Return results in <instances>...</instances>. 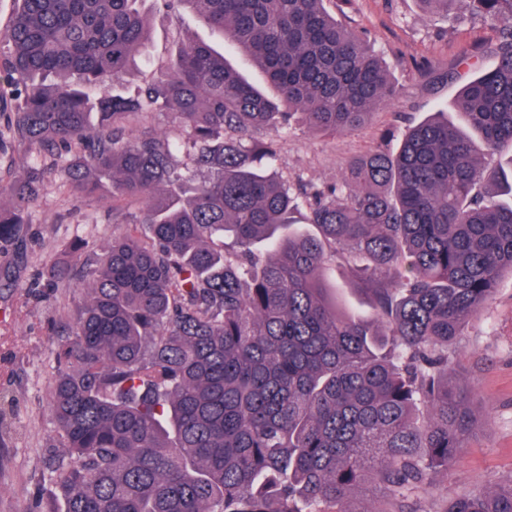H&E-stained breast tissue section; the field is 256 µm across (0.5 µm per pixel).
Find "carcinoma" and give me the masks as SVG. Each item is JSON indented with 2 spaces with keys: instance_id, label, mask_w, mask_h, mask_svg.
I'll list each match as a JSON object with an SVG mask.
<instances>
[{
  "instance_id": "carcinoma-1",
  "label": "carcinoma",
  "mask_w": 512,
  "mask_h": 512,
  "mask_svg": "<svg viewBox=\"0 0 512 512\" xmlns=\"http://www.w3.org/2000/svg\"><path fill=\"white\" fill-rule=\"evenodd\" d=\"M145 0H18L0 55L12 138L32 157L6 188L0 241L57 170L64 184L144 202L85 272L87 299L50 388L62 453L47 512H353L377 486L404 512L460 458L474 420L449 384L468 319L512 275V0H471L497 29L493 68L341 184L292 186L275 136L297 120L351 131L396 97L381 60L326 0H154L192 10L248 56L280 109L201 39L132 95L93 98L136 64ZM174 108L178 140L124 122ZM207 173L191 183L186 171ZM318 234L293 229L292 213ZM353 250L375 314H342L320 277ZM444 512H512V479Z\"/></svg>"
}]
</instances>
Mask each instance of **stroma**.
<instances>
[{"instance_id":"1","label":"stroma","mask_w":512,"mask_h":512,"mask_svg":"<svg viewBox=\"0 0 512 512\" xmlns=\"http://www.w3.org/2000/svg\"><path fill=\"white\" fill-rule=\"evenodd\" d=\"M348 28L368 35L400 94L360 129L324 133L296 125L278 139V171L294 184L342 182L350 161L397 152L409 128L433 112L453 108L460 88L492 67L493 27L473 17L470 0H455L449 14L425 12L419 0H329ZM212 40L188 11L150 12L143 60L116 87L130 91L156 77L186 38ZM480 49L476 68L456 70L458 56ZM11 96L0 97V182L19 177L27 150L7 131ZM19 239L0 244V512H42L49 496L48 463L56 428L49 389L59 373L56 348L72 336L70 316L84 296L82 266L101 256L115 220L108 192L61 187L50 177L43 197L28 210ZM354 263L325 266L340 310L372 313V298ZM453 385L470 390L476 424L467 452L438 470L434 488L413 495L410 512H444L461 491L512 477V278L471 318L454 352Z\"/></svg>"}]
</instances>
